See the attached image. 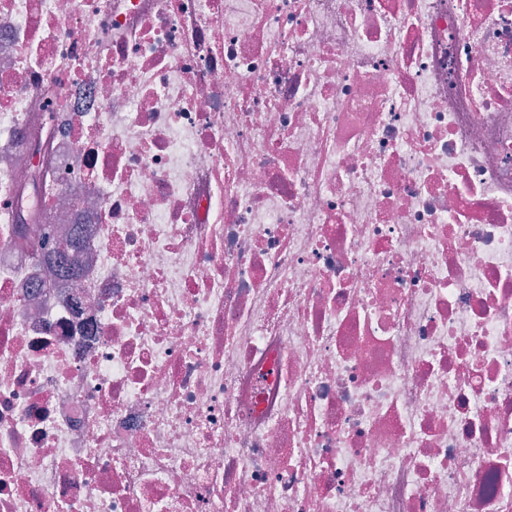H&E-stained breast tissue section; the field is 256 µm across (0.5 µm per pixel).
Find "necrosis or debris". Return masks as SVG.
<instances>
[{
  "instance_id": "1",
  "label": "necrosis or debris",
  "mask_w": 512,
  "mask_h": 512,
  "mask_svg": "<svg viewBox=\"0 0 512 512\" xmlns=\"http://www.w3.org/2000/svg\"><path fill=\"white\" fill-rule=\"evenodd\" d=\"M0 512H512V0H0ZM40 250L41 253H55L59 259V267L61 270L67 269L66 264L68 262V255L66 254L67 246L60 240L55 238V232L51 226H47L44 229L42 236Z\"/></svg>"
}]
</instances>
